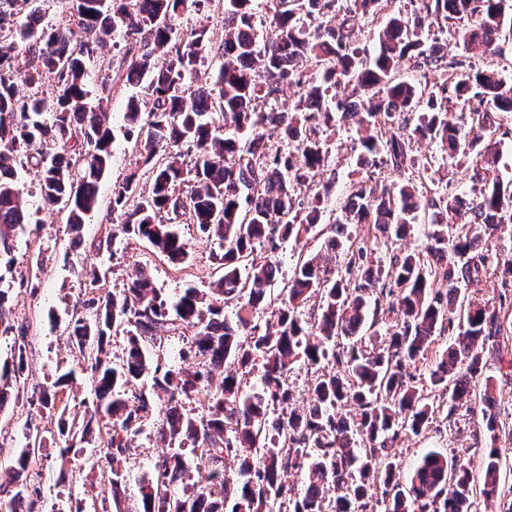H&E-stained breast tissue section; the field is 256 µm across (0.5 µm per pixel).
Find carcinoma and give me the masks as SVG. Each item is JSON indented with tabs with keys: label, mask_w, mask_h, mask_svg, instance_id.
Returning <instances> with one entry per match:
<instances>
[{
	"label": "carcinoma",
	"mask_w": 512,
	"mask_h": 512,
	"mask_svg": "<svg viewBox=\"0 0 512 512\" xmlns=\"http://www.w3.org/2000/svg\"><path fill=\"white\" fill-rule=\"evenodd\" d=\"M209 2L62 0L68 21L49 26L34 0H0V261L12 262L15 238L28 223L19 170L40 174L44 204L63 205L77 234L98 208V183L112 165L108 107L121 89L146 90L145 108L133 95L126 105L127 134H136L143 168L113 192L121 232L180 265L188 252L175 221L189 213L213 245L216 277L208 292L188 287L169 302L140 267L120 294L87 299L93 319L71 315V344L93 380L95 405L79 417L60 414L64 451L90 442L99 420L112 421L98 453L115 512H280L286 501L292 512H371L377 494L388 500L387 512H459L477 493L499 497L500 512H512V488L500 489L507 449L496 446L491 408H481L491 444L479 489L468 469L436 450L403 477L392 448L401 435L420 434L435 413L408 363L428 359L438 338L455 330L457 343L435 355L429 387L448 390L456 403L471 399L482 379L486 398L493 376L485 374L479 347L512 337V314L466 300L469 290L489 286L491 269L512 275L511 257L487 243L473 247L512 223V179L497 175L494 139L512 119V81L425 39L435 24L472 17L469 45L501 55L503 32L512 35V0H415L409 14L392 9L393 0H351L336 26L315 32L304 18L336 14V0H275L274 38L263 43L253 24L255 0H224V62L212 86L193 89L188 81L198 78L207 28L185 36L177 21ZM365 16L379 21L373 50L355 29ZM115 36L124 38L122 55L92 100L87 65ZM407 57L436 71L422 73L421 82L399 79ZM309 59L320 66L313 76L302 70ZM285 86L297 95L292 112L268 105ZM338 121L357 127L356 166L366 176L349 183L329 219L325 198L336 169L320 133ZM417 139L471 168L481 186L466 191L449 179L424 191L411 179L398 188L371 182L379 168L415 165ZM143 177L151 190L136 196ZM421 216L428 218L426 245L397 247ZM358 224L371 225L372 235L352 233ZM318 227L323 246L298 253L282 304L260 327L274 301L281 246ZM380 238L392 251L387 267L372 259ZM356 270L363 282L354 286ZM216 297L234 305V318L224 317ZM384 300L391 310L399 306L400 321L370 347ZM123 326L127 341L115 362L107 339ZM183 328L194 335L183 337L181 364L171 369L161 358L163 341ZM26 338L17 332L11 361L0 368V408L8 389L25 382ZM256 365L260 386L245 391L239 375ZM301 367L313 371L311 403L302 411L291 407L289 383ZM146 374L166 395L160 408L142 392L128 397ZM345 401L356 413H339ZM191 402L203 404L201 414L186 409ZM150 414L168 448L154 460L151 480L129 498L121 462ZM39 445L31 439L16 455L15 474ZM198 454L209 469L205 484L193 481ZM290 470L306 472L300 495L285 479ZM23 487H0V512H38L34 500L22 509Z\"/></svg>",
	"instance_id": "carcinoma-1"
}]
</instances>
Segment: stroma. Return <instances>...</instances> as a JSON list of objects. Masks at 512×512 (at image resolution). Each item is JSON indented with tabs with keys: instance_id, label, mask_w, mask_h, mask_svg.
<instances>
[{
	"instance_id": "stroma-1",
	"label": "stroma",
	"mask_w": 512,
	"mask_h": 512,
	"mask_svg": "<svg viewBox=\"0 0 512 512\" xmlns=\"http://www.w3.org/2000/svg\"><path fill=\"white\" fill-rule=\"evenodd\" d=\"M472 25V20L466 18L453 20L447 32L433 27L427 37L436 42L442 53L467 52L477 67L491 65L512 73L511 52L500 57L478 49L465 50L458 34ZM128 97V92L120 91L111 101L112 167L99 182V207L81 235H73L62 214L42 204L38 175L29 171L22 175L19 187L28 200L31 222L15 241L11 265L0 266V284L9 288L5 322L28 328L25 389L14 403L0 410V484L11 485L15 455L24 448L27 435L39 434L43 444L27 480L36 488L42 512H73L77 506L83 512H103L100 499L89 493L90 486L100 481L99 469L92 466L91 448L61 454L56 415L29 403L32 396L51 388L59 375L71 371L75 378L59 392L57 407L78 413L93 407L91 380L86 372L80 371L69 344L68 323L73 309L83 308L90 292L120 293L140 266L148 270L156 288L171 301L185 288L207 289L214 279L211 246L192 219H183L179 225L188 249L186 271L181 275L148 243L120 231L121 217L112 210V192L138 161L134 141L126 134L124 113ZM357 137L355 126L343 124L328 134L327 144L335 160L339 184H349L354 178L353 145ZM93 268L99 272V282L91 291L85 273ZM23 280L38 284V292L33 294L20 288ZM482 356L487 374L494 378L489 391L494 410L501 419L512 422V341L497 350L485 347ZM435 402L441 410L422 433L401 437L396 443L401 472L409 473L430 450L447 454L449 462L478 469L491 444L480 413L472 411L466 403H452L442 392L437 393ZM448 408L453 409V416H445ZM135 444L124 463L128 491L132 494L141 482L150 479L153 461L164 447L148 423Z\"/></svg>"
}]
</instances>
